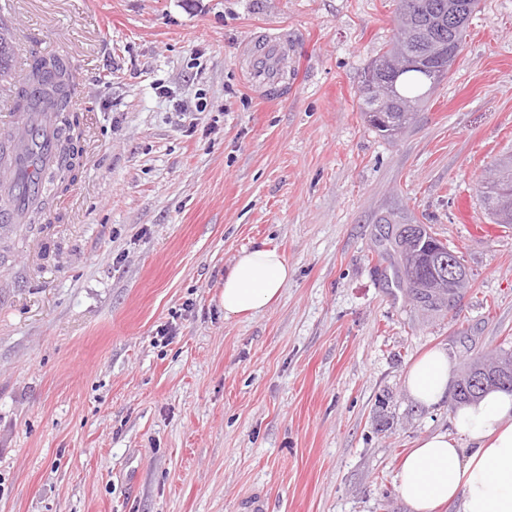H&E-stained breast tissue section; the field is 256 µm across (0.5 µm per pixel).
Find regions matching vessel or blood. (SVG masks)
Segmentation results:
<instances>
[{
  "label": "vessel or blood",
  "instance_id": "obj_1",
  "mask_svg": "<svg viewBox=\"0 0 512 512\" xmlns=\"http://www.w3.org/2000/svg\"><path fill=\"white\" fill-rule=\"evenodd\" d=\"M285 39L272 38L255 47L249 70L253 87L274 91L287 96L288 91L281 84V68L285 56ZM17 128L20 141L8 156V176L0 179V224L17 229L22 225L21 214L36 189V174L28 162L27 147L31 138H38L43 159H50L54 152L52 138V117L41 112H18L12 121Z\"/></svg>",
  "mask_w": 512,
  "mask_h": 512
}]
</instances>
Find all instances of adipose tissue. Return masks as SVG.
<instances>
[{"instance_id":"adipose-tissue-1","label":"adipose tissue","mask_w":512,"mask_h":512,"mask_svg":"<svg viewBox=\"0 0 512 512\" xmlns=\"http://www.w3.org/2000/svg\"><path fill=\"white\" fill-rule=\"evenodd\" d=\"M292 269L277 248L243 250L224 277L225 318L251 316L279 301ZM454 366L444 349L423 354L405 386L429 407L445 400ZM452 431L421 437L403 458L397 492L411 512H512V393L492 390L458 405Z\"/></svg>"}]
</instances>
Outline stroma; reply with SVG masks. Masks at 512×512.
<instances>
[{"label":"stroma","instance_id":"1","mask_svg":"<svg viewBox=\"0 0 512 512\" xmlns=\"http://www.w3.org/2000/svg\"><path fill=\"white\" fill-rule=\"evenodd\" d=\"M397 7L0 0L87 99L56 221L0 239V512H410L401 456L451 411L413 401L408 367L512 350V227L489 231L479 196L512 152V0H479L449 76L386 138L358 96ZM267 32L288 38L283 99L246 78ZM401 224L460 251L454 310L399 287ZM264 241L293 276L225 319L224 275Z\"/></svg>","mask_w":512,"mask_h":512}]
</instances>
